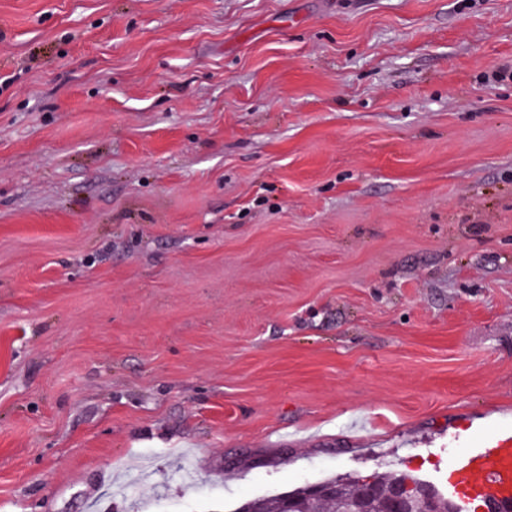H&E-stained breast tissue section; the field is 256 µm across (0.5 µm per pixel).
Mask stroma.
<instances>
[{
	"instance_id": "35a3bbf8",
	"label": "stroma",
	"mask_w": 512,
	"mask_h": 512,
	"mask_svg": "<svg viewBox=\"0 0 512 512\" xmlns=\"http://www.w3.org/2000/svg\"><path fill=\"white\" fill-rule=\"evenodd\" d=\"M510 428L512 0H0V512Z\"/></svg>"
}]
</instances>
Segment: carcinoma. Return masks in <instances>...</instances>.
I'll list each match as a JSON object with an SVG mask.
<instances>
[{
	"label": "carcinoma",
	"mask_w": 512,
	"mask_h": 512,
	"mask_svg": "<svg viewBox=\"0 0 512 512\" xmlns=\"http://www.w3.org/2000/svg\"><path fill=\"white\" fill-rule=\"evenodd\" d=\"M374 479L377 492L368 501H362L358 496V479L333 478L331 482L336 485V493L332 495L311 496L306 492V487L301 486L289 492L251 500L242 505L238 512H288L290 499L298 512H386L391 492L399 482H419V479L407 474H376ZM452 503L454 499L433 490L421 501L420 509L422 512H448Z\"/></svg>",
	"instance_id": "carcinoma-1"
}]
</instances>
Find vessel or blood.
I'll return each instance as SVG.
<instances>
[{
	"label": "vessel or blood",
	"instance_id": "1",
	"mask_svg": "<svg viewBox=\"0 0 512 512\" xmlns=\"http://www.w3.org/2000/svg\"><path fill=\"white\" fill-rule=\"evenodd\" d=\"M470 490L474 500L512 498V430L455 456L449 466L448 493Z\"/></svg>",
	"mask_w": 512,
	"mask_h": 512
}]
</instances>
